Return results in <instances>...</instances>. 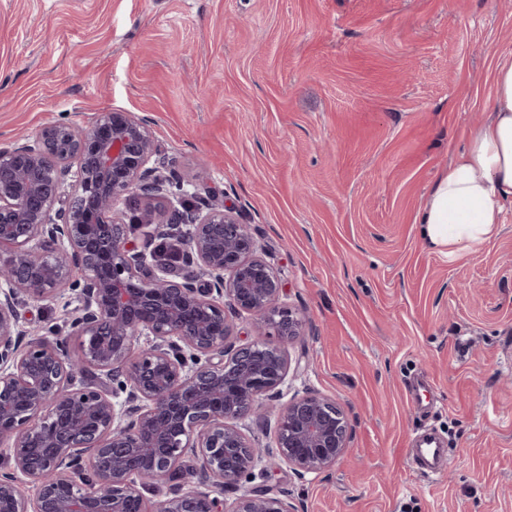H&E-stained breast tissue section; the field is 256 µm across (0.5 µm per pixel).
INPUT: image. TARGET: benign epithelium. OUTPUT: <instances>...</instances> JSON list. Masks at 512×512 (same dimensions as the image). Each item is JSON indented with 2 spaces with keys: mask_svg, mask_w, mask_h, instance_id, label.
Masks as SVG:
<instances>
[{
  "mask_svg": "<svg viewBox=\"0 0 512 512\" xmlns=\"http://www.w3.org/2000/svg\"><path fill=\"white\" fill-rule=\"evenodd\" d=\"M131 196L156 199L126 215ZM159 157L145 120L102 112L85 127L55 121L0 148V504L9 512H297L264 489L221 495L270 453L242 421L281 403L274 448L303 478L344 457L348 426L340 406L313 392L288 394L286 350L302 321L282 305L280 274L260 255L251 225ZM192 226L182 269L150 258L132 225L171 233ZM81 301L71 338L30 337L23 298ZM256 317L257 339L232 335L226 311ZM143 341L135 360L132 347ZM197 460L196 485L181 462ZM36 486L30 498L19 477ZM170 483L162 493L163 484Z\"/></svg>",
  "mask_w": 512,
  "mask_h": 512,
  "instance_id": "obj_1",
  "label": "benign epithelium"
}]
</instances>
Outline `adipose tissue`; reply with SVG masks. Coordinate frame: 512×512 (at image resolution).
Returning a JSON list of instances; mask_svg holds the SVG:
<instances>
[{
    "instance_id": "1",
    "label": "adipose tissue",
    "mask_w": 512,
    "mask_h": 512,
    "mask_svg": "<svg viewBox=\"0 0 512 512\" xmlns=\"http://www.w3.org/2000/svg\"><path fill=\"white\" fill-rule=\"evenodd\" d=\"M512 207V59L500 60L493 110L433 183L420 214L431 248L455 257L492 239Z\"/></svg>"
}]
</instances>
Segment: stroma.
<instances>
[{
	"label": "stroma",
	"mask_w": 512,
	"mask_h": 512,
	"mask_svg": "<svg viewBox=\"0 0 512 512\" xmlns=\"http://www.w3.org/2000/svg\"><path fill=\"white\" fill-rule=\"evenodd\" d=\"M512 0H0V146L102 112L223 193L279 271L303 332L292 390L335 400L348 449L255 481L298 512H512V208L456 259L419 213L493 106ZM80 301L24 300L33 334ZM426 431L439 476L407 461Z\"/></svg>",
	"instance_id": "stroma-1"
}]
</instances>
